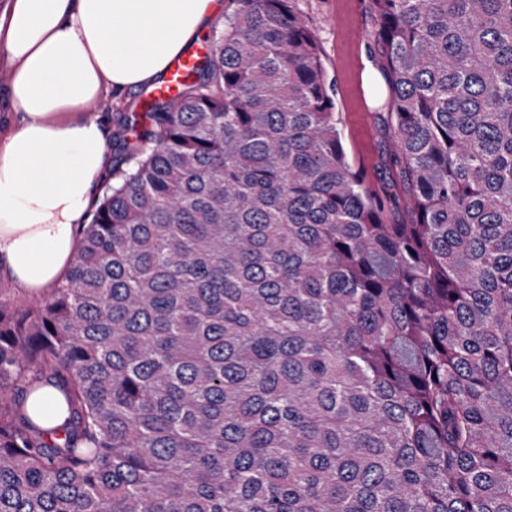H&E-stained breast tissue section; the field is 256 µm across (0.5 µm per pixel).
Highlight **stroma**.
I'll return each instance as SVG.
<instances>
[{
    "label": "stroma",
    "mask_w": 512,
    "mask_h": 512,
    "mask_svg": "<svg viewBox=\"0 0 512 512\" xmlns=\"http://www.w3.org/2000/svg\"><path fill=\"white\" fill-rule=\"evenodd\" d=\"M298 8L318 35L349 158L370 164L379 193L397 194V187L380 170L392 143L371 93L370 74L379 66L372 0H299Z\"/></svg>",
    "instance_id": "35a3bbf8"
}]
</instances>
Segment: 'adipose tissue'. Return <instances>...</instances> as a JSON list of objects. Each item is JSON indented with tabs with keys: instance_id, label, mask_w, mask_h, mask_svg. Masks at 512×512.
<instances>
[{
	"instance_id": "1",
	"label": "adipose tissue",
	"mask_w": 512,
	"mask_h": 512,
	"mask_svg": "<svg viewBox=\"0 0 512 512\" xmlns=\"http://www.w3.org/2000/svg\"><path fill=\"white\" fill-rule=\"evenodd\" d=\"M215 0H0V56L21 117L0 136V277L30 295L60 281L108 163L85 105L163 76Z\"/></svg>"
}]
</instances>
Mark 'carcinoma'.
Wrapping results in <instances>:
<instances>
[{
    "label": "carcinoma",
    "instance_id": "carcinoma-1",
    "mask_svg": "<svg viewBox=\"0 0 512 512\" xmlns=\"http://www.w3.org/2000/svg\"><path fill=\"white\" fill-rule=\"evenodd\" d=\"M297 2L224 0L0 309V512H512V0H372L393 197Z\"/></svg>",
    "mask_w": 512,
    "mask_h": 512
}]
</instances>
